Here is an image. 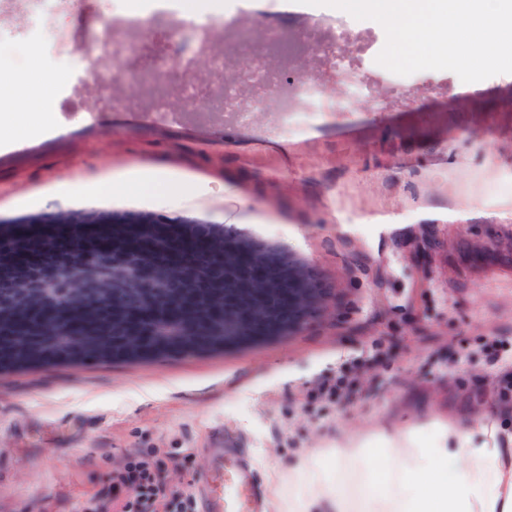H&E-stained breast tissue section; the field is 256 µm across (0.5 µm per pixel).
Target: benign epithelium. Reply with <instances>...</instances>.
I'll list each match as a JSON object with an SVG mask.
<instances>
[{
	"label": "benign epithelium",
	"instance_id": "benign-epithelium-1",
	"mask_svg": "<svg viewBox=\"0 0 512 512\" xmlns=\"http://www.w3.org/2000/svg\"><path fill=\"white\" fill-rule=\"evenodd\" d=\"M112 228V235H86L84 246L87 263L82 272L70 270L73 244L66 237L51 243L57 267L36 281L17 278L9 288L17 300L41 302L52 308L44 324L45 336H66L71 316L84 315L81 332L73 340L76 356H98L105 349L104 328L121 330L125 324L112 318V312H129V302L149 296L157 286L175 288L186 275V256L224 254V269L233 275L224 277L216 288V312L209 318L194 321L184 331L186 336L224 335L226 343L248 345L278 336L304 331L324 311L330 289L316 268L300 260L295 253L239 234L231 226L211 224L191 226L187 235L176 233L170 239L171 257L151 274V282L138 277L124 278L117 270L103 276L99 262L130 248L149 249L153 236L175 228V224L152 218L132 219L114 216L112 223L98 222ZM40 250L18 248L0 254V263L19 268L35 267Z\"/></svg>",
	"mask_w": 512,
	"mask_h": 512
}]
</instances>
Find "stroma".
<instances>
[{"instance_id":"stroma-1","label":"stroma","mask_w":512,"mask_h":512,"mask_svg":"<svg viewBox=\"0 0 512 512\" xmlns=\"http://www.w3.org/2000/svg\"><path fill=\"white\" fill-rule=\"evenodd\" d=\"M112 0H73L59 20L71 50L105 31ZM254 33L314 23L258 5ZM170 26L145 21L143 46L99 94L70 91L67 64L37 43L0 52L13 75L0 106V224L94 212L232 225L288 247L334 293L302 333L194 357L0 373V512H82L112 499L110 475L137 449H158L160 481L203 512L216 434L224 460L252 472L261 512H297L301 470L319 448H512V74L465 83L424 70L398 85L377 68L371 95L327 80L313 106L275 104L247 124L212 99L168 97L152 112L135 87ZM43 122L19 136L20 102ZM127 186L103 195L98 185ZM166 182L170 192L148 189ZM349 372L330 403L307 397Z\"/></svg>"}]
</instances>
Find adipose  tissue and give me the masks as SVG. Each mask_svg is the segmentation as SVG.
Listing matches in <instances>:
<instances>
[{
  "label": "adipose tissue",
  "instance_id": "adipose-tissue-1",
  "mask_svg": "<svg viewBox=\"0 0 512 512\" xmlns=\"http://www.w3.org/2000/svg\"><path fill=\"white\" fill-rule=\"evenodd\" d=\"M447 462L463 463L461 475L449 478L433 448L396 445L327 448L306 462L310 482L305 512H512V465L500 448H450ZM379 457L377 481L359 486L325 482L326 464L352 469Z\"/></svg>",
  "mask_w": 512,
  "mask_h": 512
}]
</instances>
